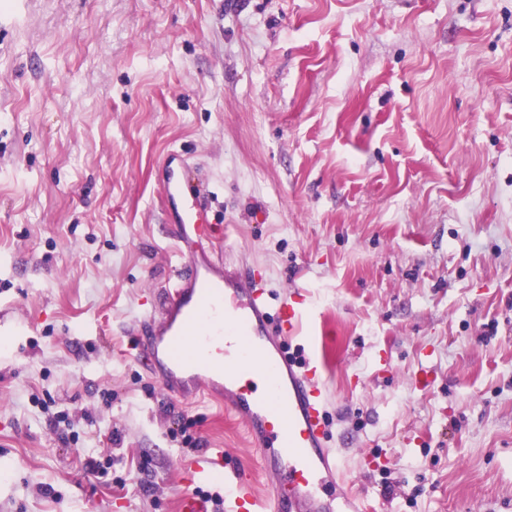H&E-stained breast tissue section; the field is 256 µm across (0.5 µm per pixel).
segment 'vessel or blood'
<instances>
[{
    "instance_id": "vessel-or-blood-1",
    "label": "vessel or blood",
    "mask_w": 512,
    "mask_h": 512,
    "mask_svg": "<svg viewBox=\"0 0 512 512\" xmlns=\"http://www.w3.org/2000/svg\"><path fill=\"white\" fill-rule=\"evenodd\" d=\"M161 186L169 220L178 226L180 263L160 314L147 315L135 329L134 348L169 395L223 393L226 408L260 448L262 467L278 481L270 502L261 504L250 476L229 467L218 448L186 463V470L222 483L228 512H336L342 504L346 512H368L336 476L317 366L284 348V335L299 333L306 310L284 300L270 304L247 272L225 273L211 250L208 207L187 194L173 167H166ZM254 371L266 380L265 394L251 386Z\"/></svg>"
}]
</instances>
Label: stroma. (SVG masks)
I'll return each mask as SVG.
<instances>
[{"label": "stroma", "instance_id": "stroma-1", "mask_svg": "<svg viewBox=\"0 0 512 512\" xmlns=\"http://www.w3.org/2000/svg\"><path fill=\"white\" fill-rule=\"evenodd\" d=\"M172 150L228 269L308 308L369 512H512V0H0V512H177L211 448L268 496L128 354Z\"/></svg>", "mask_w": 512, "mask_h": 512}]
</instances>
